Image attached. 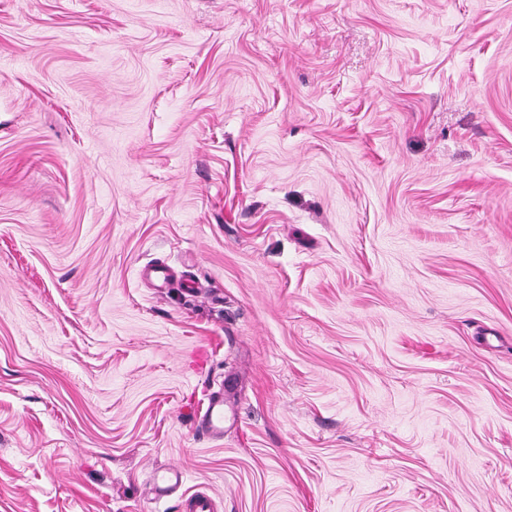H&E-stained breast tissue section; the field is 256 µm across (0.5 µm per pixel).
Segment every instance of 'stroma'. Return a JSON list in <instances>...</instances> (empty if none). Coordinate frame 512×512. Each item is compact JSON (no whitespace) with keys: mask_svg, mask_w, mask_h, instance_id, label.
Masks as SVG:
<instances>
[{"mask_svg":"<svg viewBox=\"0 0 512 512\" xmlns=\"http://www.w3.org/2000/svg\"><path fill=\"white\" fill-rule=\"evenodd\" d=\"M171 464L512 512V0H0V512ZM197 429L207 434L222 438L224 436V398L215 397L211 400L205 414L197 422Z\"/></svg>","mask_w":512,"mask_h":512,"instance_id":"stroma-1","label":"stroma"}]
</instances>
